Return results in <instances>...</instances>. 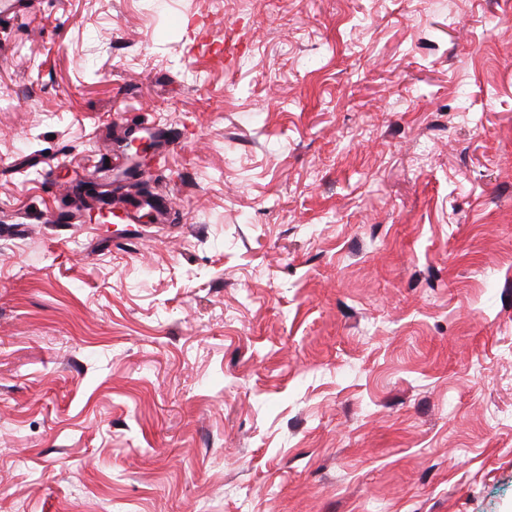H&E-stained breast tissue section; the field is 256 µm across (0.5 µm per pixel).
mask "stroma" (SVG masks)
Masks as SVG:
<instances>
[{
    "label": "stroma",
    "instance_id": "obj_1",
    "mask_svg": "<svg viewBox=\"0 0 512 512\" xmlns=\"http://www.w3.org/2000/svg\"><path fill=\"white\" fill-rule=\"evenodd\" d=\"M0 512H512V0L0 18Z\"/></svg>",
    "mask_w": 512,
    "mask_h": 512
}]
</instances>
